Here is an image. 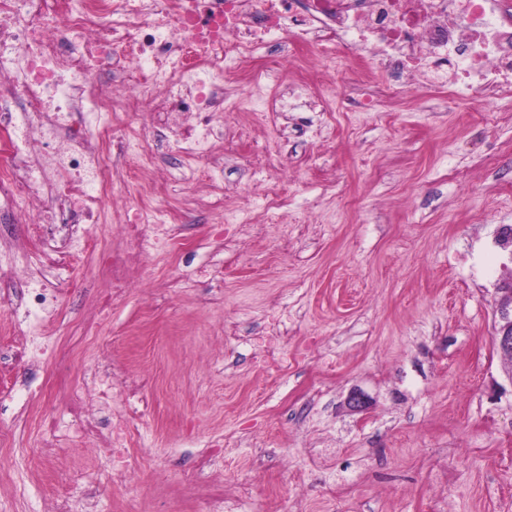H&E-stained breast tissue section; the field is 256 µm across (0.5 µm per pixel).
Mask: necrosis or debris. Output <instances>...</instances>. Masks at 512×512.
<instances>
[{
    "label": "necrosis or debris",
    "instance_id": "obj_1",
    "mask_svg": "<svg viewBox=\"0 0 512 512\" xmlns=\"http://www.w3.org/2000/svg\"><path fill=\"white\" fill-rule=\"evenodd\" d=\"M274 43L299 74L317 49H349L356 77L332 93L357 97L366 112L398 104L418 83L452 97L512 92V0H0V201L14 223L39 227L42 266L0 262V303L22 308L26 325L8 361L36 371L72 357L44 326L86 285L55 283L48 271L90 257L111 275L103 305L122 295L129 257L104 246L97 225L115 221L142 255L178 247L177 214L156 200L150 175L164 151L205 164L210 188L221 190L209 162L225 114L240 112L225 76L248 84L250 111H326L301 83L271 99L248 62ZM374 59L378 82L366 76ZM147 105L142 132L133 123ZM117 197L129 205L116 217ZM79 434L104 439L114 477L128 476L125 422L84 421Z\"/></svg>",
    "mask_w": 512,
    "mask_h": 512
}]
</instances>
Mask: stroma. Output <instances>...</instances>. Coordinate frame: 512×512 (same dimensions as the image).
I'll use <instances>...</instances> for the list:
<instances>
[{"instance_id": "35a3bbf8", "label": "stroma", "mask_w": 512, "mask_h": 512, "mask_svg": "<svg viewBox=\"0 0 512 512\" xmlns=\"http://www.w3.org/2000/svg\"><path fill=\"white\" fill-rule=\"evenodd\" d=\"M415 110L337 106L224 126V191L161 177L183 215V253L131 255L129 286L99 320L108 279L50 325L71 348L39 401L56 422H19L23 366L0 368V512H47L64 493L96 512H512V381L494 301L512 280V95L450 102L415 88ZM282 153L294 176L275 224L209 230L250 210L249 170ZM207 277H200V269ZM112 348V415L128 422L133 479L82 451L68 395ZM368 394L363 413L345 404ZM220 464L200 479L213 438Z\"/></svg>"}]
</instances>
